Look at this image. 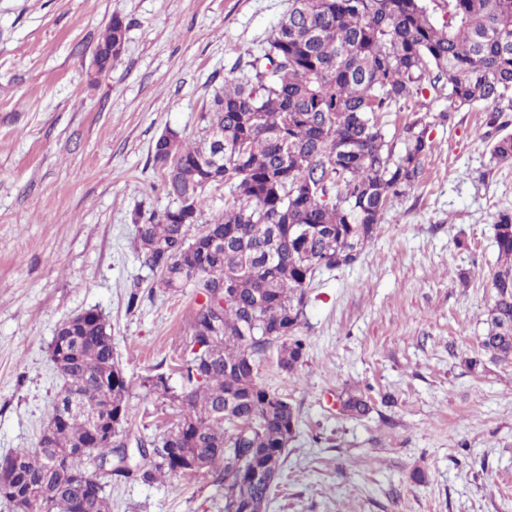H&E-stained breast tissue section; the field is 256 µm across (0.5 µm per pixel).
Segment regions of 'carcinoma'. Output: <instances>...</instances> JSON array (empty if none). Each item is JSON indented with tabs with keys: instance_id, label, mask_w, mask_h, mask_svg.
<instances>
[{
	"instance_id": "carcinoma-1",
	"label": "carcinoma",
	"mask_w": 512,
	"mask_h": 512,
	"mask_svg": "<svg viewBox=\"0 0 512 512\" xmlns=\"http://www.w3.org/2000/svg\"><path fill=\"white\" fill-rule=\"evenodd\" d=\"M439 23L428 0H290L264 53L249 71L215 92L202 113V134L188 142L168 127L155 140L171 206L134 213L138 253L160 273L166 291L201 297L188 325L191 355L181 358L180 388L157 373L148 392L179 403L180 419L152 439L87 449L88 419L67 416L35 448L8 454V492L15 512H112V478L155 483L209 475L223 489L224 512L236 501L266 512L270 497L247 482L250 470L278 479L297 417L283 395L258 382L263 356L298 371L307 344L300 327L315 272L355 263L386 211L423 175L431 152L429 123L419 116L399 141L387 139L378 113L415 105L433 92L451 111L487 106L486 125L512 124V0H443ZM129 23L115 15L93 61L103 74L121 56ZM490 154L512 161V134ZM229 185L224 209L202 220L207 190ZM196 232H191V228ZM279 253L266 255L272 243ZM499 262L491 275L493 305L481 349L512 360V211L495 220ZM78 342L66 363L50 353L61 391L78 393L126 419L127 382L112 354V329L97 313L57 327ZM343 414L366 415L360 392L341 401ZM63 454L52 466L50 449Z\"/></svg>"
}]
</instances>
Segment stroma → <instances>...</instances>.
Here are the masks:
<instances>
[{
	"mask_svg": "<svg viewBox=\"0 0 512 512\" xmlns=\"http://www.w3.org/2000/svg\"><path fill=\"white\" fill-rule=\"evenodd\" d=\"M288 0H0V457L33 448L62 385L58 325L94 309L128 384V446L175 422L147 393L188 342L193 289H157L131 218L171 201L150 163L168 127L199 138L224 80L242 76ZM121 57L94 75L112 16ZM421 181L384 214L356 263L315 274L296 373L264 356L258 381L298 424L267 512H512V361L479 346L493 304L494 219L512 211V164L492 159L477 103L435 122ZM476 359L468 367L467 359ZM372 411L344 416L346 391ZM422 473L415 481L414 473ZM112 512H222L209 478L113 481Z\"/></svg>",
	"mask_w": 512,
	"mask_h": 512,
	"instance_id": "35a3bbf8",
	"label": "stroma"
}]
</instances>
